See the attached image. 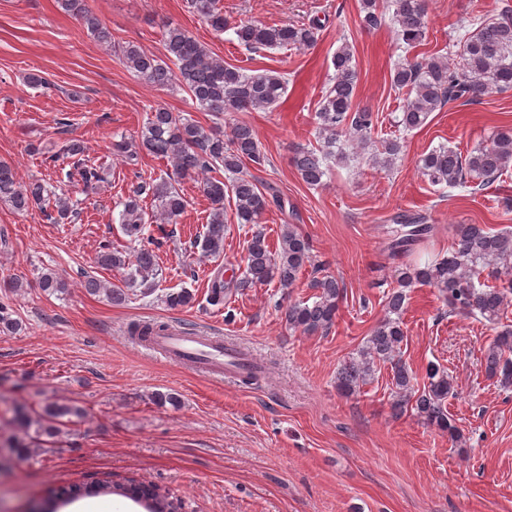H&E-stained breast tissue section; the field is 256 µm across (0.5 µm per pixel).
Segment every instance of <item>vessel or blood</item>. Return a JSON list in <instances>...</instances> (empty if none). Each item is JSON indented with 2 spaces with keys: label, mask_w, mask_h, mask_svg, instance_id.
I'll use <instances>...</instances> for the list:
<instances>
[{
  "label": "vessel or blood",
  "mask_w": 512,
  "mask_h": 512,
  "mask_svg": "<svg viewBox=\"0 0 512 512\" xmlns=\"http://www.w3.org/2000/svg\"><path fill=\"white\" fill-rule=\"evenodd\" d=\"M148 350L164 358L208 374H243L248 362L234 347L224 345L216 336H200L176 329L152 336L146 341Z\"/></svg>",
  "instance_id": "obj_1"
}]
</instances>
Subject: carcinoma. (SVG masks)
Wrapping results in <instances>:
<instances>
[{"label":"carcinoma","mask_w":512,"mask_h":512,"mask_svg":"<svg viewBox=\"0 0 512 512\" xmlns=\"http://www.w3.org/2000/svg\"><path fill=\"white\" fill-rule=\"evenodd\" d=\"M62 9L81 23L98 42L112 45V34L93 14L88 0H59ZM362 25L376 29L385 20L382 0H360ZM392 22L402 41L410 48L422 44L426 38V0H390ZM193 11L214 31L229 28L239 43L248 51L294 47L310 48L319 40L321 26H268L261 22L244 21L230 25L216 0H190ZM165 58L160 59L135 45L119 47L123 64L145 83L156 87L172 84L182 86L197 108L217 119L228 112H252L276 106L287 92L286 78L273 70L247 74L245 70L224 63L185 29L166 24L164 31ZM462 67L448 68L439 57L404 60L390 70L391 87L406 94L397 124L413 130L426 124L430 114L459 99H479L493 92L512 89V18L504 15L495 20H483L466 32L459 42ZM335 71L333 83L322 96L315 112L321 148H300L295 151L293 164L300 178L309 186L323 183L329 173L328 158L331 148L341 138L366 148L377 116L369 107L356 102L357 72L352 48L342 45L332 58ZM404 145L394 139L384 140L382 150L372 154V165L390 168L403 152ZM165 159L172 172L164 177L140 180L131 184L123 203L120 224L124 235L136 241L144 238L146 224L150 223L141 202L147 196L158 202L159 218L175 223L186 207V200L177 183L185 177L202 181L212 211L205 231L194 241V246L208 256L224 251V236L228 225L224 221V199L231 195L236 222L241 225L259 224L269 205L284 209V200L277 194L266 196L252 176L242 173L245 163L261 166L265 155L261 151L257 132L246 122H238L226 140L216 128L200 122L179 118L160 106L150 108V117L143 126L139 142L120 141L115 144L117 155L129 165L138 164L139 153ZM62 154L73 159L67 170H62L63 181L76 183L86 190H94L108 180L112 166L95 164L81 158L84 149L77 139H70L60 148ZM418 168L434 186L484 187L494 182L512 165V133L500 132L489 143L462 154L455 148L438 146L417 160ZM231 174L230 182L215 177L219 170ZM16 212H25L37 205L48 217L67 219L77 215L70 198L58 195L39 181L23 184L15 166L0 160V204ZM396 223L406 228L394 241L392 249L400 254L413 242L430 235L432 225L418 214H399ZM456 242L446 256L436 257L424 264H402L393 273L395 286L384 299L385 315L378 322L359 352V357L346 364L339 373V387L354 393L365 384L382 363L390 366L392 384L399 404L409 406L424 422L448 433L457 446L466 443L461 430L452 423L446 411L448 395L453 383L448 372L434 364L426 369L427 383L414 385L415 377L403 362L400 350L405 333L401 315L407 294L405 289L417 284L430 285L439 290L448 303L450 312L480 314L489 324H497L512 294V231L491 232L482 224H459L455 230ZM246 267L242 276L224 280L214 276L210 285V302L224 306V320L235 317L234 310L224 305L227 297L258 284L277 281L279 287L294 285L299 273L311 262L308 239L294 225L287 224L280 236L279 249L272 251L264 233H252L247 241ZM98 263L114 269H126L128 284L143 283L156 278L159 272L158 255L145 247L135 254L104 248ZM38 287L52 295L66 288V282L53 270L37 277ZM91 294L103 293L115 303L126 301L127 293L119 287H107L90 277L85 282ZM310 287L316 290L315 300L288 304L284 319L289 328L307 334L323 333L334 324L343 300L344 288L331 275L315 277ZM193 294L182 289L165 295L171 309L187 307ZM169 324L159 321L135 323L130 334L146 340L167 331ZM22 322L13 317L9 305L0 303V331L15 333ZM486 370L502 386L512 387V329L499 331L486 353ZM83 418V411L75 406L48 404L39 420L32 421L26 413L16 415L18 425L29 430L37 425L36 436L55 437L61 427ZM116 492L142 504L146 512H177L168 497L152 486L130 482L109 486L97 481L78 488L61 487L52 496L42 500L39 512H58L61 505L80 496Z\"/></svg>","instance_id":"obj_1"}]
</instances>
